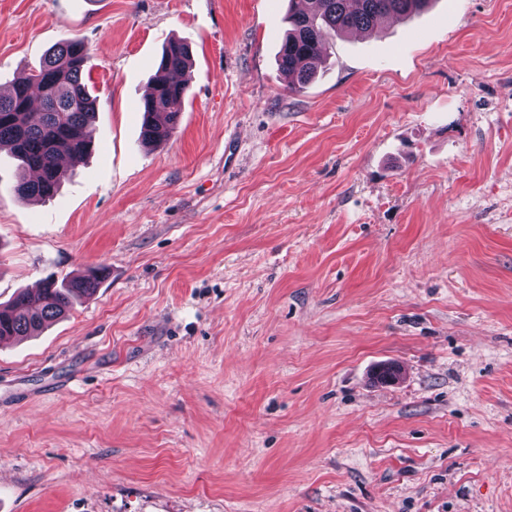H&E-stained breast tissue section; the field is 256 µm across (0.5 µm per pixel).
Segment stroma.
Returning <instances> with one entry per match:
<instances>
[{
	"label": "stroma",
	"mask_w": 512,
	"mask_h": 512,
	"mask_svg": "<svg viewBox=\"0 0 512 512\" xmlns=\"http://www.w3.org/2000/svg\"><path fill=\"white\" fill-rule=\"evenodd\" d=\"M290 7L0 0V89L82 39L97 108L52 200L0 150V304L103 270L0 342V512H512V0L331 38L299 92ZM191 63V50L187 43L179 39H170L166 43L150 92L143 98L144 144L162 142L176 128Z\"/></svg>",
	"instance_id": "35a3bbf8"
}]
</instances>
